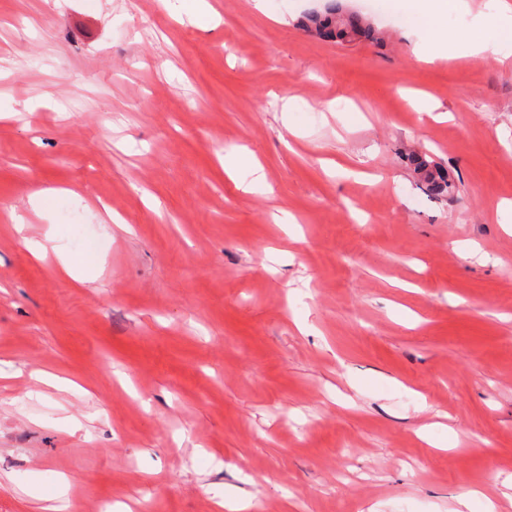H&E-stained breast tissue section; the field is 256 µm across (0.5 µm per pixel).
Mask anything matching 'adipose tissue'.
I'll use <instances>...</instances> for the list:
<instances>
[{"label": "adipose tissue", "instance_id": "1", "mask_svg": "<svg viewBox=\"0 0 512 512\" xmlns=\"http://www.w3.org/2000/svg\"><path fill=\"white\" fill-rule=\"evenodd\" d=\"M403 25L420 31L431 57L468 56L500 62L512 56V5L501 0L498 11L477 12L468 31L448 36L449 9H467L466 0H381Z\"/></svg>", "mask_w": 512, "mask_h": 512}]
</instances>
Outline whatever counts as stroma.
Segmentation results:
<instances>
[{
  "mask_svg": "<svg viewBox=\"0 0 512 512\" xmlns=\"http://www.w3.org/2000/svg\"><path fill=\"white\" fill-rule=\"evenodd\" d=\"M210 2L0 0V512H452L472 489L512 512V58L421 61L375 11L381 40L326 41L301 24L325 0ZM50 240L87 281L32 254ZM441 420L448 450L418 435ZM411 164L414 170L423 178L428 191L432 195L444 196L452 194L455 188L453 180L448 177V173L442 169L431 166V164L422 155H415L411 158ZM224 173L237 186L238 189L249 193H266L271 191L263 168L256 160L241 162L235 156H225Z\"/></svg>",
  "mask_w": 512,
  "mask_h": 512,
  "instance_id": "obj_1",
  "label": "stroma"
}]
</instances>
